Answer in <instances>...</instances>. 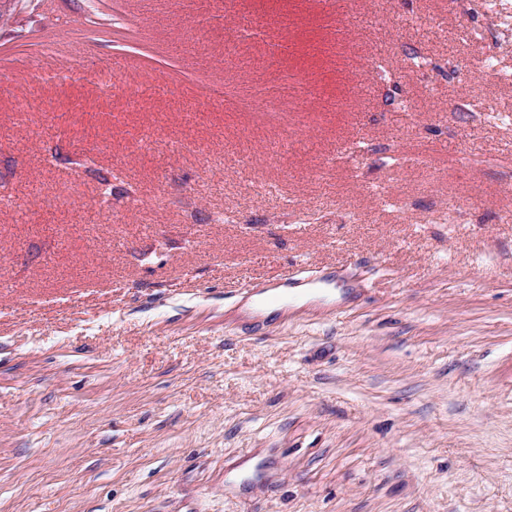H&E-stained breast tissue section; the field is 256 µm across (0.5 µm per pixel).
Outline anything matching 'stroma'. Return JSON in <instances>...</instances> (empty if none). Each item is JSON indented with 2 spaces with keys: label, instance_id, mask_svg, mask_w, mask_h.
<instances>
[{
  "label": "stroma",
  "instance_id": "stroma-1",
  "mask_svg": "<svg viewBox=\"0 0 512 512\" xmlns=\"http://www.w3.org/2000/svg\"><path fill=\"white\" fill-rule=\"evenodd\" d=\"M0 512H512V0H5Z\"/></svg>",
  "mask_w": 512,
  "mask_h": 512
}]
</instances>
